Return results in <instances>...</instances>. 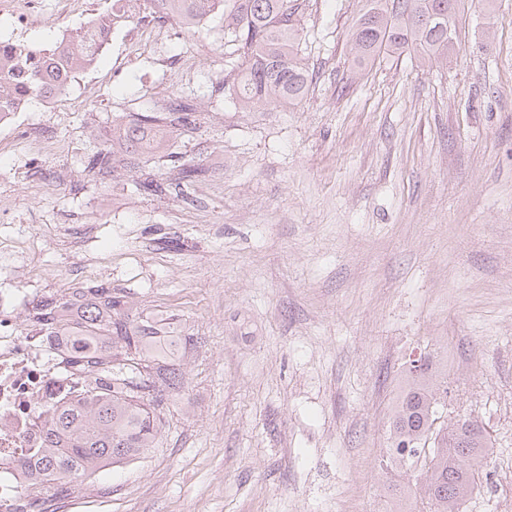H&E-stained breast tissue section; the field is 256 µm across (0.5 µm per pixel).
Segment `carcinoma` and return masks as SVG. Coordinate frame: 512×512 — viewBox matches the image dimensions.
I'll use <instances>...</instances> for the list:
<instances>
[{"label":"carcinoma","instance_id":"carcinoma-1","mask_svg":"<svg viewBox=\"0 0 512 512\" xmlns=\"http://www.w3.org/2000/svg\"><path fill=\"white\" fill-rule=\"evenodd\" d=\"M148 9L173 17L192 31L202 17L224 13V30L244 50L245 68L230 95L245 108L292 106L306 93L309 72L301 56L297 0H146ZM457 0H367L349 34L354 60L414 49L421 60L438 62L455 51ZM105 37L81 27L67 42L33 50H0V110L29 100L64 94L76 76L97 63ZM196 109L181 104L173 112L141 114L112 133V145L88 157L86 169L107 175L120 164L163 149L177 126L195 122ZM201 171L172 165L169 176L136 182L148 196L186 195ZM126 296L110 288L83 289L82 304H41L32 320L70 344L85 365L109 361L104 381L82 402L49 414L47 444L30 473L59 479L83 476L104 463L129 464L157 447L162 410L186 384L182 350L189 339L175 335L170 317L129 315ZM448 404V370L429 352L419 365L409 360L402 388L389 417L390 444L382 462L402 470L405 483L391 488L395 512H406V495H419L418 512H463L479 487L481 464L493 442L484 425L467 416L441 421ZM420 461L416 473L409 471Z\"/></svg>","mask_w":512,"mask_h":512}]
</instances>
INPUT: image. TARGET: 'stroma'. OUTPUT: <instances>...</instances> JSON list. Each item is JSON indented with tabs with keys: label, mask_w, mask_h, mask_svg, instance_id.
<instances>
[{
	"label": "stroma",
	"mask_w": 512,
	"mask_h": 512,
	"mask_svg": "<svg viewBox=\"0 0 512 512\" xmlns=\"http://www.w3.org/2000/svg\"><path fill=\"white\" fill-rule=\"evenodd\" d=\"M83 2L39 0L16 42L112 0ZM301 2L310 81L293 106L230 97L243 57L222 14L193 31L149 14L20 112L72 153L0 129V242L35 246L0 288L122 289L191 339L158 447L48 488L54 512H392L379 460L417 346L448 367V415L494 443L465 512H512V0H462L434 65L413 50L354 63L361 0ZM181 102L200 123L168 148L205 168L207 209L138 193L166 171L154 156L86 172L113 123Z\"/></svg>",
	"instance_id": "obj_1"
}]
</instances>
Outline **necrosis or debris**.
<instances>
[{
	"mask_svg": "<svg viewBox=\"0 0 512 512\" xmlns=\"http://www.w3.org/2000/svg\"><path fill=\"white\" fill-rule=\"evenodd\" d=\"M25 302L18 289H0V512L26 485L21 464L44 448L49 412L89 396L93 385L61 337L24 319Z\"/></svg>",
	"mask_w": 512,
	"mask_h": 512,
	"instance_id": "4bbe7bcc",
	"label": "necrosis or debris"
}]
</instances>
